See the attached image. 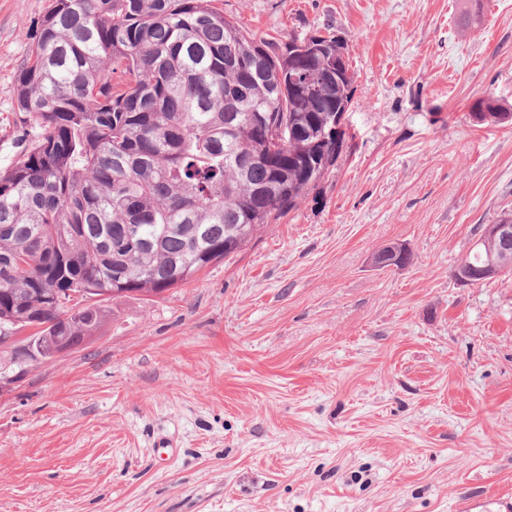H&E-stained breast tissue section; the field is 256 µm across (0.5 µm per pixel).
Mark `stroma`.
I'll return each mask as SVG.
<instances>
[{"label": "stroma", "instance_id": "obj_1", "mask_svg": "<svg viewBox=\"0 0 512 512\" xmlns=\"http://www.w3.org/2000/svg\"><path fill=\"white\" fill-rule=\"evenodd\" d=\"M0 0V166L30 26ZM348 47L346 148L296 210L83 348H0V512H455L512 495V275L456 278L512 210V0H215ZM403 246V266L374 253ZM475 112H472L475 119L483 122L489 119L494 123H507L512 121L511 109L503 108L495 100L487 98L478 101L474 105Z\"/></svg>", "mask_w": 512, "mask_h": 512}]
</instances>
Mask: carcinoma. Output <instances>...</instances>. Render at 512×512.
Masks as SVG:
<instances>
[{"instance_id":"obj_1","label":"carcinoma","mask_w":512,"mask_h":512,"mask_svg":"<svg viewBox=\"0 0 512 512\" xmlns=\"http://www.w3.org/2000/svg\"><path fill=\"white\" fill-rule=\"evenodd\" d=\"M30 36L15 109L39 132L0 167V321L15 328L80 349L108 310L63 318L57 292L158 296L295 210L343 153L324 132L353 77L331 33L257 41L211 0H55ZM473 116L512 121L490 98ZM490 249L504 255L466 260Z\"/></svg>"}]
</instances>
